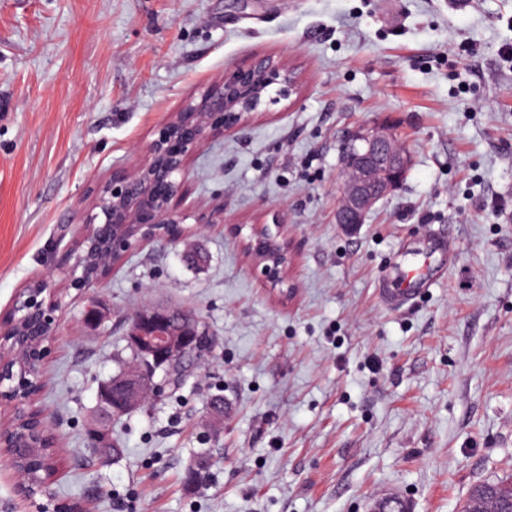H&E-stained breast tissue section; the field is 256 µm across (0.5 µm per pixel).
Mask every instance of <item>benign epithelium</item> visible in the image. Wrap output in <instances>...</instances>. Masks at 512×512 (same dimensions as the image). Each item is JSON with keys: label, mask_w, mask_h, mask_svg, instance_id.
Segmentation results:
<instances>
[{"label": "benign epithelium", "mask_w": 512, "mask_h": 512, "mask_svg": "<svg viewBox=\"0 0 512 512\" xmlns=\"http://www.w3.org/2000/svg\"><path fill=\"white\" fill-rule=\"evenodd\" d=\"M278 82L290 91L295 84L272 60L260 57L247 69L225 72L219 82L163 122L134 170H115L109 182L94 189L97 212L81 226L76 246L66 257L72 262L68 285L84 287L103 274L107 259L124 257L144 242H178L180 224L188 218L181 208L187 194L184 171L188 157L207 140L240 126L263 104L267 88ZM343 154V189L336 223L355 231L379 200L402 185L410 158L387 124L354 131ZM247 249L273 285L284 282L288 239L273 240L255 230ZM59 304L58 295L47 292L44 280L36 279L19 290L10 314L0 318V404L10 408L9 419L17 424L33 417L49 429L32 402L42 389L41 371L51 355ZM173 316L168 308L150 307L128 319L127 339L143 361L114 386L99 390V401L112 408L114 416L138 408L145 396L165 394V382L156 381L155 376L169 371L171 358L193 362L205 358L199 344L205 330L183 315L176 325ZM12 433L8 441H0V454L18 476L22 496L33 499L45 494L38 477L22 466L29 452L40 447L38 436L17 426Z\"/></svg>", "instance_id": "obj_1"}]
</instances>
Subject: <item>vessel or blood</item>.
<instances>
[{
    "label": "vessel or blood",
    "instance_id": "vessel-or-blood-1",
    "mask_svg": "<svg viewBox=\"0 0 512 512\" xmlns=\"http://www.w3.org/2000/svg\"><path fill=\"white\" fill-rule=\"evenodd\" d=\"M455 255V242L452 236L445 234L434 235L433 246L428 252L399 255L392 277L379 283L382 300L391 307L414 304L433 285L442 258Z\"/></svg>",
    "mask_w": 512,
    "mask_h": 512
}]
</instances>
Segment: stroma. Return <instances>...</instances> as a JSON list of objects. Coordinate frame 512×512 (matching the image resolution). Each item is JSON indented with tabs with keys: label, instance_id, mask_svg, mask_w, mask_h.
Returning a JSON list of instances; mask_svg holds the SVG:
<instances>
[{
	"label": "stroma",
	"instance_id": "1",
	"mask_svg": "<svg viewBox=\"0 0 512 512\" xmlns=\"http://www.w3.org/2000/svg\"><path fill=\"white\" fill-rule=\"evenodd\" d=\"M512 0H0V314L64 290L43 410L62 459L42 496L81 512H459L512 475ZM268 57L296 84L188 160L183 245H142L84 288L59 265L93 188L142 161L189 98ZM393 126L411 165L361 228L334 221L342 146ZM223 207V224L198 218ZM288 238V284L243 250ZM450 226L456 265L396 310L387 262ZM108 305L107 330L86 324ZM173 304L215 344L178 393L123 417L121 457L87 446L125 317ZM210 451L204 489L183 482Z\"/></svg>",
	"mask_w": 512,
	"mask_h": 512
}]
</instances>
